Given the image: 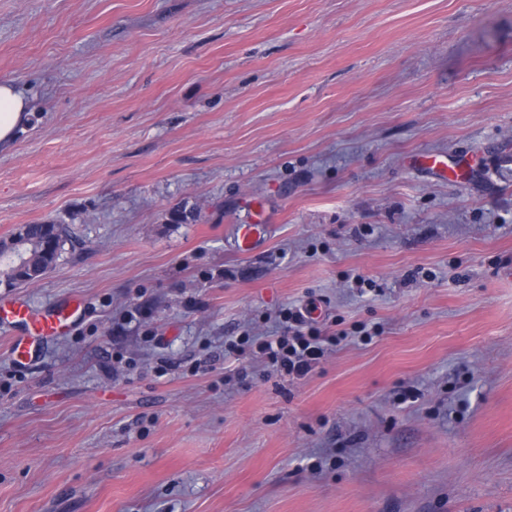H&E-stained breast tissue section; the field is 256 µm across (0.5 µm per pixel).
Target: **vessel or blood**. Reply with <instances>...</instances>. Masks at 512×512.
I'll list each match as a JSON object with an SVG mask.
<instances>
[{"instance_id":"b4317fda","label":"vessel or blood","mask_w":512,"mask_h":512,"mask_svg":"<svg viewBox=\"0 0 512 512\" xmlns=\"http://www.w3.org/2000/svg\"><path fill=\"white\" fill-rule=\"evenodd\" d=\"M271 226L262 214L248 223L237 225L236 234L242 252L258 249L266 241ZM76 320L74 309L65 301L37 310L21 300H0V321L12 324L16 336L11 344L15 361L25 362L31 356L35 341L55 338L69 332Z\"/></svg>"}]
</instances>
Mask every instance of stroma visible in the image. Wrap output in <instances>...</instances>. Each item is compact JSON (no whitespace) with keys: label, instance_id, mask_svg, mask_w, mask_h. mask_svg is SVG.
Instances as JSON below:
<instances>
[{"label":"stroma","instance_id":"stroma-1","mask_svg":"<svg viewBox=\"0 0 512 512\" xmlns=\"http://www.w3.org/2000/svg\"><path fill=\"white\" fill-rule=\"evenodd\" d=\"M3 80L68 240L0 298L79 310L0 324V512H512V0H0ZM290 307L306 377L225 357ZM255 216H251L248 224L236 225L238 244L243 253L258 249L266 241L272 224H267L260 207L253 205ZM76 312L66 301L37 310L22 300H0V323L12 324L16 336L11 344L15 361L24 363L31 357L36 340L55 338L69 332L76 320Z\"/></svg>","mask_w":512,"mask_h":512}]
</instances>
